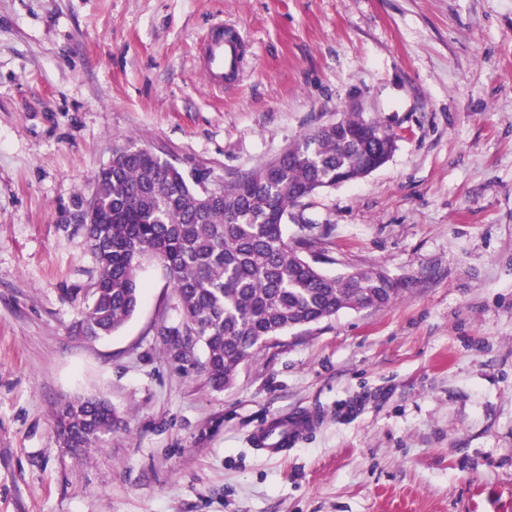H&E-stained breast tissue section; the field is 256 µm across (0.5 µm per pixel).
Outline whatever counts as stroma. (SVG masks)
<instances>
[{
	"instance_id": "obj_1",
	"label": "stroma",
	"mask_w": 512,
	"mask_h": 512,
	"mask_svg": "<svg viewBox=\"0 0 512 512\" xmlns=\"http://www.w3.org/2000/svg\"><path fill=\"white\" fill-rule=\"evenodd\" d=\"M217 23L243 39L220 90ZM355 99L393 156L296 211L325 274L382 269L391 305L288 330L220 390L173 348L157 262L117 333L76 332V199L116 146L224 183ZM97 394L120 425L71 457L54 409ZM304 412L287 457L253 446ZM0 512H512V0H0Z\"/></svg>"
}]
</instances>
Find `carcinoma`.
Here are the masks:
<instances>
[{"label": "carcinoma", "mask_w": 512, "mask_h": 512, "mask_svg": "<svg viewBox=\"0 0 512 512\" xmlns=\"http://www.w3.org/2000/svg\"><path fill=\"white\" fill-rule=\"evenodd\" d=\"M389 126L366 112L303 134L277 160L220 186L211 202L202 176L134 144L112 152V174L98 170V209L123 224L82 225L97 266L92 306L75 322L95 340L110 336L141 300L138 273L158 260L175 289L182 316L180 355L200 345L202 369L215 388L230 385L242 363L292 328L331 319L343 309L381 308L400 284L378 269L330 277L320 259L302 255L308 238L288 241L292 209L315 192L356 181L384 165L395 149ZM63 448H96L118 419L101 397H77L55 409Z\"/></svg>", "instance_id": "cac0c4a2"}]
</instances>
